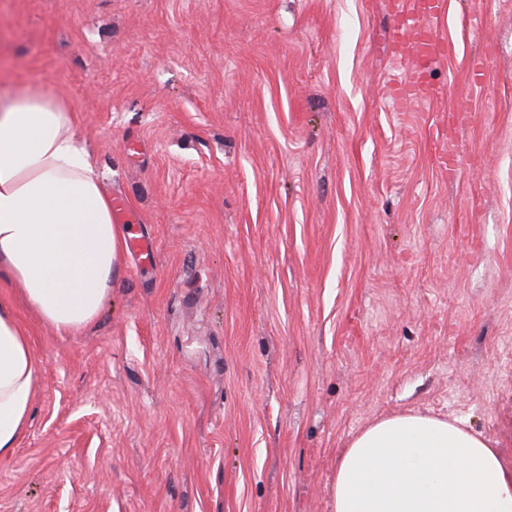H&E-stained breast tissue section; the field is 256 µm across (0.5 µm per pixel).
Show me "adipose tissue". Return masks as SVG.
<instances>
[{"label": "adipose tissue", "instance_id": "ef3b65f1", "mask_svg": "<svg viewBox=\"0 0 512 512\" xmlns=\"http://www.w3.org/2000/svg\"><path fill=\"white\" fill-rule=\"evenodd\" d=\"M130 233L50 90L0 94V278L59 334L99 317ZM41 362L0 299V456L23 435ZM463 422L405 414L377 420L343 448L334 512H512V455Z\"/></svg>", "mask_w": 512, "mask_h": 512}]
</instances>
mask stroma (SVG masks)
Segmentation results:
<instances>
[{
  "label": "stroma",
  "instance_id": "stroma-1",
  "mask_svg": "<svg viewBox=\"0 0 512 512\" xmlns=\"http://www.w3.org/2000/svg\"><path fill=\"white\" fill-rule=\"evenodd\" d=\"M395 26L393 0H0V85L68 106L141 242L74 336L0 284L42 365L0 512H333L378 419L500 433L512 0H446L420 74ZM419 76L436 99L396 96Z\"/></svg>",
  "mask_w": 512,
  "mask_h": 512
}]
</instances>
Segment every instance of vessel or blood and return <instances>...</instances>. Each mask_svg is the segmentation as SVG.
Instances as JSON below:
<instances>
[{"instance_id": "obj_1", "label": "vessel or blood", "mask_w": 512, "mask_h": 512, "mask_svg": "<svg viewBox=\"0 0 512 512\" xmlns=\"http://www.w3.org/2000/svg\"><path fill=\"white\" fill-rule=\"evenodd\" d=\"M445 6V0H400L396 11L398 27L393 39L395 54L423 67L446 56L448 45L436 36L434 29Z\"/></svg>"}]
</instances>
